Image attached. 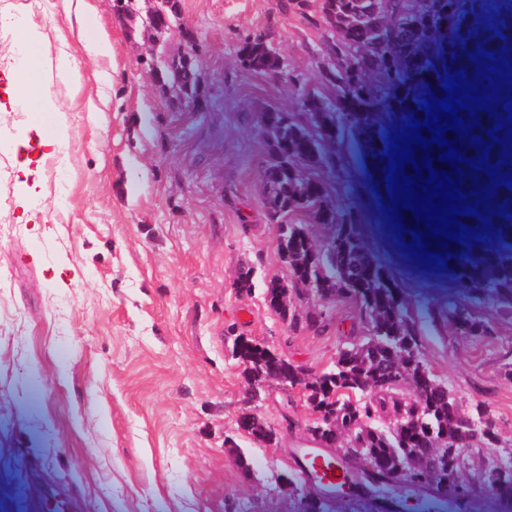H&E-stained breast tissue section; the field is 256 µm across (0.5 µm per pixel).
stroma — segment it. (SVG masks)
<instances>
[{
    "label": "stroma",
    "instance_id": "1",
    "mask_svg": "<svg viewBox=\"0 0 512 512\" xmlns=\"http://www.w3.org/2000/svg\"><path fill=\"white\" fill-rule=\"evenodd\" d=\"M182 4L181 22L203 47L210 112L187 111L140 70L149 44L129 37L112 0H94L82 21L64 0H0V34L25 18L49 57L75 45L81 25L112 44L108 58L77 53L79 82L49 87L68 124L64 201L35 130L6 101L11 65L0 60V512H302L306 479L293 459L314 445L304 393L267 384L258 408L277 438L254 441L238 427L249 386L231 348L234 335L252 337L316 373L366 333L353 300L306 296L299 309H323L330 324L298 333L264 300L288 266L263 207L270 147L259 117L296 111L301 93L331 99L336 90L322 78L319 32L282 14L278 0ZM265 28L283 75L237 64L241 38ZM102 99L108 109L96 111ZM23 161L33 184L18 176ZM305 172L359 214L430 370L464 407H489L498 445L465 454L464 478L480 481L512 455V312L475 303L494 328L481 340L429 318L458 292L446 268L420 269L404 252L344 123L329 160ZM25 209L46 230L19 223ZM248 268L254 289L241 294L234 282Z\"/></svg>",
    "mask_w": 512,
    "mask_h": 512
}]
</instances>
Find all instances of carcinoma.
Instances as JSON below:
<instances>
[{
  "label": "carcinoma",
  "instance_id": "carcinoma-1",
  "mask_svg": "<svg viewBox=\"0 0 512 512\" xmlns=\"http://www.w3.org/2000/svg\"><path fill=\"white\" fill-rule=\"evenodd\" d=\"M278 6L321 32L317 53L329 61L325 80L336 87V97L327 101L314 94L302 96L301 111L311 115L314 132L289 112L272 109L260 117L261 129L273 136L264 170L265 208L279 223V250L288 263V278L269 283L265 301L271 305L279 297L285 300L281 314L288 315L292 331L301 332L326 327V316L320 309L295 312L292 296L310 291L321 298H353L367 336L339 349L334 364L314 374L285 364L271 348L254 349L250 337H236L232 354L244 366L252 397L261 396L264 383L286 377L290 388L304 390L313 412L335 415L338 463L351 455L385 463L389 472L381 479L402 482L412 491L423 485L446 489L456 498L457 512H468L476 486L461 479L463 453L475 444L498 442L488 409L464 408L430 371L398 289L356 231L357 215L328 202L324 185L303 176L301 165L322 160L323 143L335 138L339 117L361 136L363 164L370 169L377 154L386 151L383 118L406 123L400 105L409 102L417 109L427 81L439 87L437 68L448 70L446 52L454 46L461 49L459 67L470 77L478 69L471 56L481 48L490 53L503 49L502 61L512 60V0H279ZM113 9L133 27L132 0H113ZM157 9L168 16L163 31L178 24L183 48L156 72L155 82L187 103L209 108L199 90L195 36L179 24L181 0H162ZM237 57L245 70L272 75L284 70L267 30L244 36ZM496 196L495 204L480 200L481 214L496 230L482 236L476 247L457 246L461 257L451 275L460 294L488 287L495 303L512 307V215L493 217L485 211L506 206L512 212V190L501 187ZM296 213L334 227L326 250L314 245L302 225L283 223ZM448 323L457 335L473 339L492 331L467 302L448 310ZM239 424L260 438L273 430L263 417L247 412ZM497 469L511 478L498 481L490 470L481 486L499 500L512 501V457L499 461ZM329 508L327 493L320 492L306 499L304 512Z\"/></svg>",
  "mask_w": 512,
  "mask_h": 512
}]
</instances>
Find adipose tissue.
<instances>
[{
  "label": "adipose tissue",
  "instance_id": "adipose-tissue-1",
  "mask_svg": "<svg viewBox=\"0 0 512 512\" xmlns=\"http://www.w3.org/2000/svg\"><path fill=\"white\" fill-rule=\"evenodd\" d=\"M21 37L28 47L27 62L24 69L7 74L4 91L10 101L15 102L30 95L38 101L40 111H55L49 86L53 79L76 77L77 71L73 65L75 56L65 52L57 58H49L44 51L41 35L30 28H22Z\"/></svg>",
  "mask_w": 512,
  "mask_h": 512
}]
</instances>
